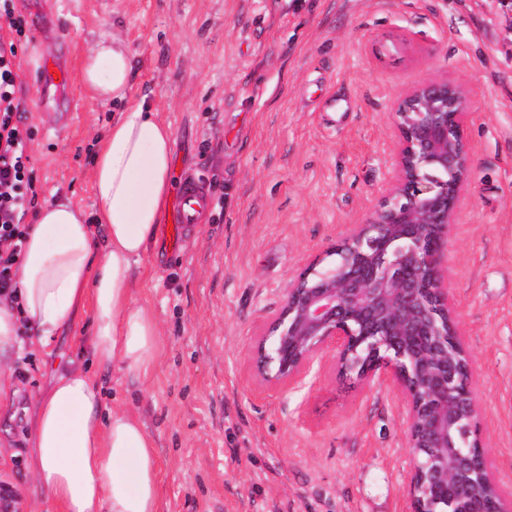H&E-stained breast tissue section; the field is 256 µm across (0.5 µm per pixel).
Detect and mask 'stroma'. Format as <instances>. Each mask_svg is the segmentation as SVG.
I'll return each mask as SVG.
<instances>
[{
    "mask_svg": "<svg viewBox=\"0 0 512 512\" xmlns=\"http://www.w3.org/2000/svg\"><path fill=\"white\" fill-rule=\"evenodd\" d=\"M26 0L17 96L38 202L93 213L89 180L111 107L81 80L94 43H129L134 93L150 90L173 131V172L204 184L209 211L178 243L161 224L137 270L136 298L159 320L150 379L100 377L154 439L161 512H409L411 454L400 395L336 374L332 354L280 387L260 384L254 341L291 279L378 205L390 176L393 102L420 81L465 87L471 182L448 236V291L473 360L478 437L512 496V9L500 0ZM69 60L72 121L47 130L36 92L41 49ZM22 349L0 407V482L30 512L29 410L72 355Z\"/></svg>",
    "mask_w": 512,
    "mask_h": 512,
    "instance_id": "obj_1",
    "label": "stroma"
}]
</instances>
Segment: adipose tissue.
Wrapping results in <instances>:
<instances>
[{
  "mask_svg": "<svg viewBox=\"0 0 512 512\" xmlns=\"http://www.w3.org/2000/svg\"><path fill=\"white\" fill-rule=\"evenodd\" d=\"M82 82L93 102L119 106L90 170L95 217L69 200L39 208L24 242L18 298L0 299V403L15 389L8 358L23 327L35 330L33 343L44 351L89 318L91 334L76 346L89 349L92 365L68 359L33 400V482L58 512H160L155 443L133 411L105 409L97 374L144 380L158 360L162 329L135 297V270L157 239L171 194L172 132L133 94L122 37L93 46Z\"/></svg>",
  "mask_w": 512,
  "mask_h": 512,
  "instance_id": "adipose-tissue-1",
  "label": "adipose tissue"
}]
</instances>
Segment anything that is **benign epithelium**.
I'll return each mask as SVG.
<instances>
[{
  "instance_id": "1",
  "label": "benign epithelium",
  "mask_w": 512,
  "mask_h": 512,
  "mask_svg": "<svg viewBox=\"0 0 512 512\" xmlns=\"http://www.w3.org/2000/svg\"><path fill=\"white\" fill-rule=\"evenodd\" d=\"M464 87L428 78L392 107L397 144L380 205L292 281L252 349L258 378L285 385L328 349L339 376L397 390L412 454V512L463 500V512H512L474 438L480 402L444 265L470 185Z\"/></svg>"
}]
</instances>
